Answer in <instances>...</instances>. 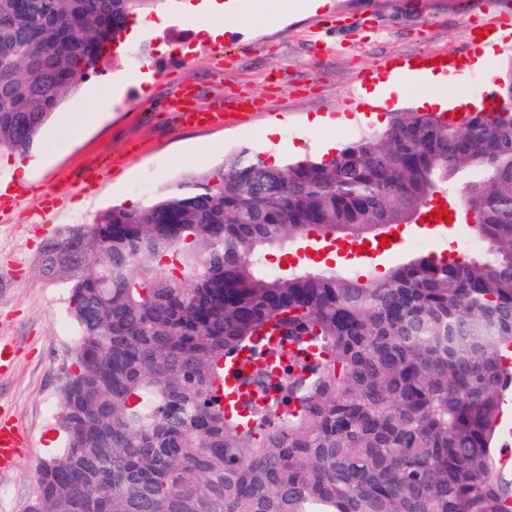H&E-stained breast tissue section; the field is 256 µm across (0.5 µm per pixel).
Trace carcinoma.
I'll list each match as a JSON object with an SVG mask.
<instances>
[{"mask_svg": "<svg viewBox=\"0 0 512 512\" xmlns=\"http://www.w3.org/2000/svg\"><path fill=\"white\" fill-rule=\"evenodd\" d=\"M161 0H0V154ZM452 181L482 256L414 253L380 276L271 275L291 240H374ZM71 281L63 446L25 512H503L495 425L512 371V112H393L328 160L248 149L46 249ZM317 349L299 409L224 414V359L269 323Z\"/></svg>", "mask_w": 512, "mask_h": 512, "instance_id": "obj_1", "label": "carcinoma"}]
</instances>
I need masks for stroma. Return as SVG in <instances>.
Segmentation results:
<instances>
[{"mask_svg":"<svg viewBox=\"0 0 512 512\" xmlns=\"http://www.w3.org/2000/svg\"><path fill=\"white\" fill-rule=\"evenodd\" d=\"M193 2L164 0L158 10L171 24L133 46L114 47L100 73L64 101L62 113L83 123V131L61 138L56 123L46 125L31 154L28 195L0 213V336L16 349L12 370L0 375V406L32 442L14 475L0 476V488L9 492L0 512H23L37 467L62 445L59 425L45 419L44 407L58 401L72 368L74 330L67 277L43 271L46 246L108 207L141 206L160 186L243 148L264 160L320 156L315 116H345L331 132L340 149L384 128L374 118L378 106L359 92L363 75L387 73L400 62L468 57L475 51L470 31L496 10L494 0H324L314 11L225 20L221 38L206 42L191 21ZM148 69L147 89L127 87L101 107L108 81ZM187 86L196 87L204 107L221 103L232 110L248 100L262 108L234 125L186 129L169 103ZM45 187L56 191L58 209L42 207L38 193ZM413 251L408 243L367 263L331 251L325 262L350 275L369 267L382 273Z\"/></svg>","mask_w":512,"mask_h":512,"instance_id":"1","label":"stroma"}]
</instances>
